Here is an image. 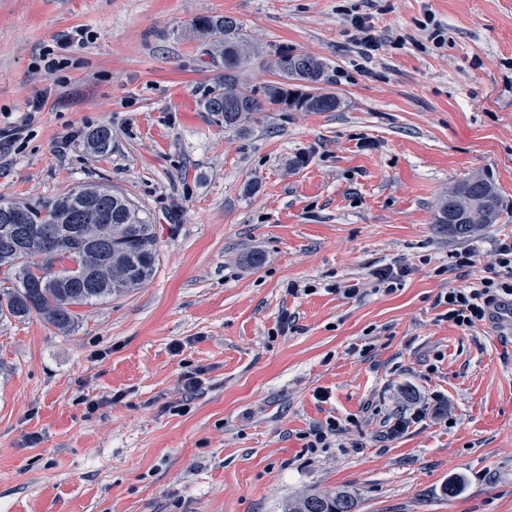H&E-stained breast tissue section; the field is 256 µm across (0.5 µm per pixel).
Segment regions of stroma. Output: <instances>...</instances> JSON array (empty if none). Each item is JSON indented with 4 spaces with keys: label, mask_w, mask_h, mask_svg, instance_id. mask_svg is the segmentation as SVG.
Returning <instances> with one entry per match:
<instances>
[{
    "label": "stroma",
    "mask_w": 512,
    "mask_h": 512,
    "mask_svg": "<svg viewBox=\"0 0 512 512\" xmlns=\"http://www.w3.org/2000/svg\"><path fill=\"white\" fill-rule=\"evenodd\" d=\"M224 15L265 50L243 84L308 54L339 108L225 129L202 107L223 35L194 25ZM22 121L0 200L106 184L159 262L74 335L0 321V512H281L335 488L357 512H512V322L439 302L512 240V0H0V123ZM474 173L499 221L449 234L435 204Z\"/></svg>",
    "instance_id": "obj_1"
}]
</instances>
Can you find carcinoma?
Returning <instances> with one entry per match:
<instances>
[{
    "instance_id": "cac0c4a2",
    "label": "carcinoma",
    "mask_w": 512,
    "mask_h": 512,
    "mask_svg": "<svg viewBox=\"0 0 512 512\" xmlns=\"http://www.w3.org/2000/svg\"><path fill=\"white\" fill-rule=\"evenodd\" d=\"M202 31L224 34L217 47L224 57L218 90L202 103L224 119V127L246 131V122L267 105L306 112H333L339 100L319 91L293 93L288 82L318 84L325 66L318 59L286 51L272 68L280 80L259 88L240 86V71L261 54L231 17L198 20ZM99 153L112 146V129L99 127L87 141ZM501 199L488 178L474 175L458 182L436 208L433 223L466 236L500 217ZM157 237L150 218L124 195L96 183L27 204L0 201V317L26 319L35 314L67 335L78 320L77 308L110 302L150 281L158 263ZM345 490L319 491L284 507V512H356Z\"/></svg>"
}]
</instances>
